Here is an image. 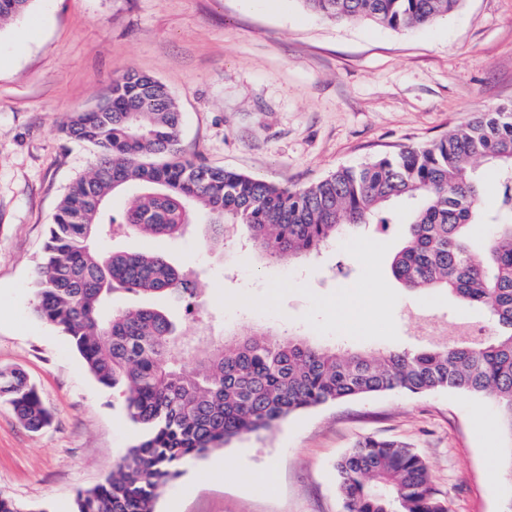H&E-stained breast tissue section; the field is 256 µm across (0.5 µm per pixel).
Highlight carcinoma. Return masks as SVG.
Here are the masks:
<instances>
[{"instance_id":"carcinoma-1","label":"carcinoma","mask_w":512,"mask_h":512,"mask_svg":"<svg viewBox=\"0 0 512 512\" xmlns=\"http://www.w3.org/2000/svg\"><path fill=\"white\" fill-rule=\"evenodd\" d=\"M33 2L0 0V20L26 14ZM302 2L335 21L401 29L431 23L459 0ZM108 96L112 111L80 112L62 127L67 137L95 145L99 158L72 183L49 227L35 311L118 394L139 439L110 476L78 492L72 512H155L190 462L345 398L455 391L489 401L512 439V108L291 189L182 156L180 113L156 78L127 71ZM480 165L493 170L492 183ZM126 188L132 193L122 211H108L109 195ZM488 193L491 210L483 205ZM399 201L411 204L409 236L392 274L410 290L443 287L485 309L494 330L488 339L342 352L299 334L255 329L202 350L204 338L182 335L159 304L197 293L194 271L162 253L100 246L117 234L178 239L204 224V246L222 251L224 225L239 224L248 230L240 248L261 258H312L365 224L390 223V206ZM475 224L485 226L479 251L467 234ZM126 293L142 301L112 309L114 297ZM0 401L30 431L50 419L19 370H0ZM336 471L346 512H448L426 461L398 441L365 437Z\"/></svg>"}]
</instances>
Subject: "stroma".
<instances>
[{"label": "stroma", "mask_w": 512, "mask_h": 512, "mask_svg": "<svg viewBox=\"0 0 512 512\" xmlns=\"http://www.w3.org/2000/svg\"><path fill=\"white\" fill-rule=\"evenodd\" d=\"M135 70L165 83L185 155L302 188L512 105V0H459L423 27L337 22L302 0H35L0 23V370H22L52 418L37 432L0 403V495L27 512H71L131 448L137 427L67 338L33 313L48 226L94 146L62 125ZM397 223L369 224L315 263L114 239L198 268L201 305L169 304L188 336L270 327L348 350L414 349L486 326L443 290L417 295L391 274ZM350 303L363 322L342 323ZM395 439L427 462L448 512H512V440L487 401L438 390L347 398L270 433L209 452L168 486L156 512H345L336 463L361 437Z\"/></svg>", "instance_id": "stroma-1"}]
</instances>
